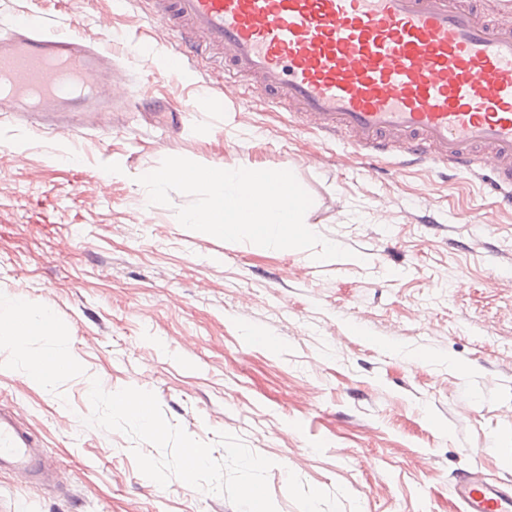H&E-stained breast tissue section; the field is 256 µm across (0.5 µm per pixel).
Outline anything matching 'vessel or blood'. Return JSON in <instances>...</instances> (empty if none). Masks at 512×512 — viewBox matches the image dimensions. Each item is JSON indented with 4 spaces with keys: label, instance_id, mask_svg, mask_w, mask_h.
I'll return each instance as SVG.
<instances>
[{
    "label": "vessel or blood",
    "instance_id": "vessel-or-blood-1",
    "mask_svg": "<svg viewBox=\"0 0 512 512\" xmlns=\"http://www.w3.org/2000/svg\"><path fill=\"white\" fill-rule=\"evenodd\" d=\"M177 63L205 58L224 88L286 106L368 157L403 154L490 178L512 207V14L500 0H148ZM109 54L32 17L0 41V117L80 130L112 112ZM42 480L30 432L0 408V464ZM464 512H512V484L473 470Z\"/></svg>",
    "mask_w": 512,
    "mask_h": 512
}]
</instances>
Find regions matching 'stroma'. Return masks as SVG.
Returning <instances> with one entry per match:
<instances>
[{"label":"stroma","instance_id":"stroma-1","mask_svg":"<svg viewBox=\"0 0 512 512\" xmlns=\"http://www.w3.org/2000/svg\"><path fill=\"white\" fill-rule=\"evenodd\" d=\"M101 49L124 43L120 129L49 137L0 120V292L50 310L31 356L80 363L46 389L0 342V404L15 405L62 483L0 469V512H235L224 496L143 476L120 432L83 423L87 382L153 392L193 438L240 437L274 462L277 512H461L455 478L512 480V210L441 166L371 161L259 98L225 100L205 63L150 69L175 41L137 0H0ZM182 107L181 131L164 114ZM168 156L287 169L317 234L353 250L225 242L184 228L172 193L137 178ZM120 163L122 176L101 174Z\"/></svg>","mask_w":512,"mask_h":512}]
</instances>
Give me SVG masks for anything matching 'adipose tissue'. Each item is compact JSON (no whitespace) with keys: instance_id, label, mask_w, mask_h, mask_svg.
I'll use <instances>...</instances> for the list:
<instances>
[{"instance_id":"1","label":"adipose tissue","mask_w":512,"mask_h":512,"mask_svg":"<svg viewBox=\"0 0 512 512\" xmlns=\"http://www.w3.org/2000/svg\"><path fill=\"white\" fill-rule=\"evenodd\" d=\"M53 325L54 319L49 311L30 309L21 294L0 293V337L13 343L18 358L27 359L29 385L41 388L51 385L61 370L76 366L73 359L64 355L28 359L27 342L48 332Z\"/></svg>"}]
</instances>
